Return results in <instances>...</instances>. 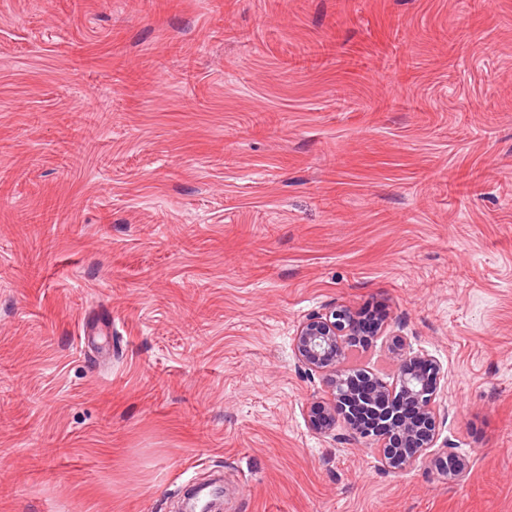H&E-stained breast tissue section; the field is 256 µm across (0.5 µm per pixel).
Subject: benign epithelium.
Returning a JSON list of instances; mask_svg holds the SVG:
<instances>
[{"label":"benign epithelium","instance_id":"obj_1","mask_svg":"<svg viewBox=\"0 0 512 512\" xmlns=\"http://www.w3.org/2000/svg\"><path fill=\"white\" fill-rule=\"evenodd\" d=\"M403 325L388 330V321L337 303L315 312L297 327L293 350L298 367L319 374L330 394L326 406L310 415L320 433L343 426L341 440L359 438L379 443L380 465L402 473L427 462L450 481L461 479L465 463L439 442V427L448 418L437 394L445 371L427 354L411 351ZM379 336H389L397 365L396 378L387 383L365 369L346 365L348 353L364 348Z\"/></svg>","mask_w":512,"mask_h":512}]
</instances>
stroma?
I'll use <instances>...</instances> for the list:
<instances>
[{"label": "stroma", "instance_id": "obj_1", "mask_svg": "<svg viewBox=\"0 0 512 512\" xmlns=\"http://www.w3.org/2000/svg\"><path fill=\"white\" fill-rule=\"evenodd\" d=\"M337 301L441 363L460 481L311 430ZM216 473L223 512H512V0H0V512Z\"/></svg>", "mask_w": 512, "mask_h": 512}]
</instances>
